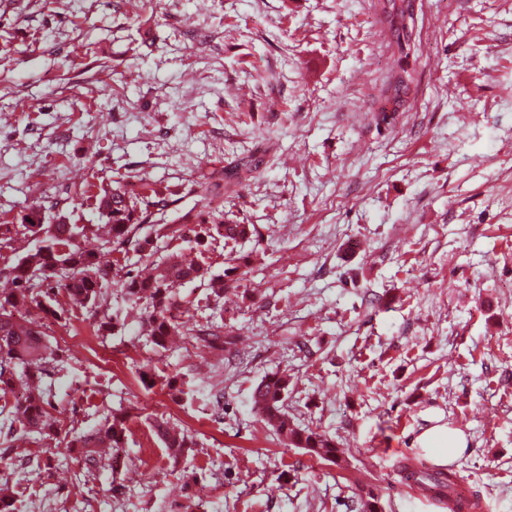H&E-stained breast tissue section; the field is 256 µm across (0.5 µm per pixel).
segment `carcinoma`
<instances>
[{
    "label": "carcinoma",
    "mask_w": 512,
    "mask_h": 512,
    "mask_svg": "<svg viewBox=\"0 0 512 512\" xmlns=\"http://www.w3.org/2000/svg\"><path fill=\"white\" fill-rule=\"evenodd\" d=\"M411 5L412 0H374V10L390 33V45L397 49L399 60L403 61L394 76V94L390 99L394 108L389 112L384 106L375 114L379 124L393 120L398 108L406 103L414 84L413 71L405 63L415 28ZM95 201L107 226L106 233L100 235L91 225L62 220L56 224H41L42 208L37 207L23 217L21 228L43 236L41 246L0 267V277L11 284L9 288L0 289V400L3 401L0 414L5 412L9 417L8 431L17 428L56 440L83 460L88 469L96 465L100 448L111 449L112 460L119 459L127 430L125 418L117 414L107 416L93 433L78 434L63 428L60 420L52 416L51 380L63 358L60 349L53 346L32 313L59 314L56 293L60 290L67 303L82 309H97L101 307L107 289L116 286L125 294L128 305L140 311V327L146 342L155 351L167 349L169 338L175 335L203 341L212 348L230 345L232 341L215 332L178 320L174 314L175 289L199 281L206 283L211 294L220 298L224 292L239 288L238 267H227L223 273L211 275L206 268V253L218 239L223 241L224 247L233 250L238 243L249 241L258 234L253 224L224 220L221 214L214 213V220L204 229L193 230L196 258L188 260L172 251L164 259L155 260L153 238L185 239L183 228L166 219L167 210L173 203L168 188L145 184L139 176L129 172L112 184L100 187ZM19 229L13 224H0V245H10ZM90 233L99 235L101 245L117 255L125 256L131 251L139 253L140 259L152 266V272L145 275L141 270H128L118 278L113 276L112 268L100 264L97 253L81 247L79 239ZM58 261H66L71 266L68 282L55 285L50 274L42 280L31 279L30 269L49 271ZM125 322L126 316L122 314L104 312L96 321V329L100 335L109 336L124 329ZM18 380L27 387V396L11 404L7 402V396ZM288 386L285 375H265L253 389V409L276 435L286 441V446L300 448L331 464L337 463L338 449L333 437L310 427L300 428L288 415ZM153 432L175 462L194 445L192 437L176 430L163 418L154 421ZM407 479L426 485L435 500L445 505L448 512H455L457 474L432 473L423 469L412 472Z\"/></svg>",
    "instance_id": "cac0c4a2"
}]
</instances>
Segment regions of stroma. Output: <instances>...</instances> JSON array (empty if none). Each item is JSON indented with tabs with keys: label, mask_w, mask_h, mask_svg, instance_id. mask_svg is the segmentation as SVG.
Returning <instances> with one entry per match:
<instances>
[{
	"label": "stroma",
	"mask_w": 512,
	"mask_h": 512,
	"mask_svg": "<svg viewBox=\"0 0 512 512\" xmlns=\"http://www.w3.org/2000/svg\"><path fill=\"white\" fill-rule=\"evenodd\" d=\"M123 3L0 0V224L38 205L99 223L90 195L131 172L177 190L168 221L216 207L259 236L238 249L246 296L177 291L181 320L222 325L234 354L155 352L135 310L116 336L82 309L47 321L64 426L122 411L125 464L82 469L0 414V450L30 457L0 469L18 512H363L371 493L436 512L402 473L427 464L415 438L436 413L468 438L458 493L512 512V0H416V91L381 126L398 56L371 0ZM221 173L233 187L210 198L197 181ZM273 372L337 464L255 413ZM160 416L195 441L179 465Z\"/></svg>",
	"instance_id": "stroma-1"
}]
</instances>
